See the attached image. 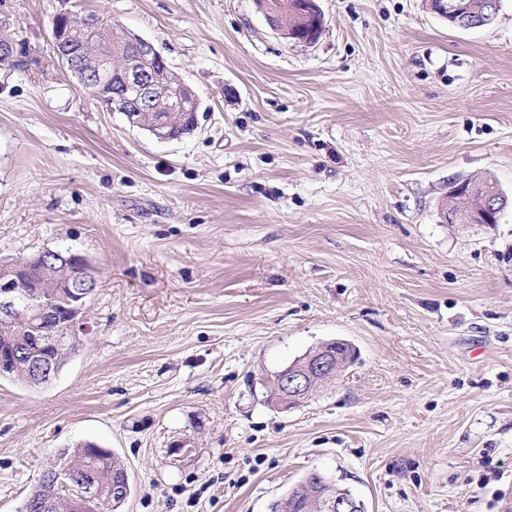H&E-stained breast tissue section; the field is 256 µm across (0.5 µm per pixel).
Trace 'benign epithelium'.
Segmentation results:
<instances>
[{"instance_id": "7a95c632", "label": "benign epithelium", "mask_w": 512, "mask_h": 512, "mask_svg": "<svg viewBox=\"0 0 512 512\" xmlns=\"http://www.w3.org/2000/svg\"><path fill=\"white\" fill-rule=\"evenodd\" d=\"M54 31L60 35L54 50L58 60L86 89L104 96L115 103L111 111L123 112L132 125L134 112H152L155 110L158 80L153 70L139 66V61L158 53L154 43L146 38L137 37V56L123 64L102 68L89 62L90 48L95 46L97 28L88 21H78L67 10L54 17ZM464 194L469 205L470 224H495L503 211L508 197L498 185L480 190L467 187L466 182L458 183L451 194ZM37 262L46 268L55 265L68 267L72 263V253L45 249L38 253ZM83 268L76 284L69 289L65 298L68 310L66 330L51 335L35 333V326L25 323L26 310L43 306V295L26 289L16 276V270L10 263L0 265V324L5 327L26 325L33 337L18 336L5 350H0V375L17 370L20 359L26 356L25 345L36 340L43 346L53 349L52 356L38 367L32 369L26 386L41 388L53 381L70 352L74 339L86 331L83 311L86 303L97 286L96 271L87 258H82ZM332 343H324L309 356L279 372L274 380L273 397L287 406L294 405L306 398L319 384L338 376L347 362L331 350ZM49 480L53 484V493L44 496L38 502L39 512H87L89 502L97 496L95 487L78 480L68 466L50 470ZM307 506L311 512H361L363 505L351 495L336 491L308 492Z\"/></svg>"}]
</instances>
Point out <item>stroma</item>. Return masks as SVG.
Returning a JSON list of instances; mask_svg holds the SVG:
<instances>
[{"mask_svg": "<svg viewBox=\"0 0 512 512\" xmlns=\"http://www.w3.org/2000/svg\"><path fill=\"white\" fill-rule=\"evenodd\" d=\"M313 45L255 0H0V262L85 255L59 376L0 380V512L85 441L121 512H272L319 471L365 512H512V207L449 224L452 183L512 195V0L486 29L427 0H319ZM153 41L197 127L160 141L58 62L55 14ZM357 352L299 405L275 375Z\"/></svg>", "mask_w": 512, "mask_h": 512, "instance_id": "obj_1", "label": "stroma"}]
</instances>
